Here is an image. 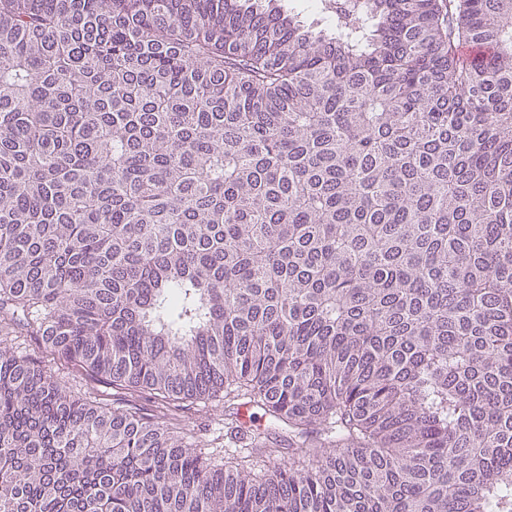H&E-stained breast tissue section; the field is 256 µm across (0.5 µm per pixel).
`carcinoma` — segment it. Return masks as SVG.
<instances>
[{"label":"carcinoma","mask_w":512,"mask_h":512,"mask_svg":"<svg viewBox=\"0 0 512 512\" xmlns=\"http://www.w3.org/2000/svg\"><path fill=\"white\" fill-rule=\"evenodd\" d=\"M271 2L0 0V512H512V0ZM276 3L281 5L288 13L297 15L306 24H315L322 19L313 0H278ZM213 409V410H212ZM224 405L218 408L202 409V406L191 407L190 409H184L178 413V419L185 425L186 428L195 429L200 433H205L206 439L216 438L220 435V440L215 442H221L224 445ZM207 430V431H206ZM221 444H214L213 446H221Z\"/></svg>","instance_id":"obj_1"}]
</instances>
